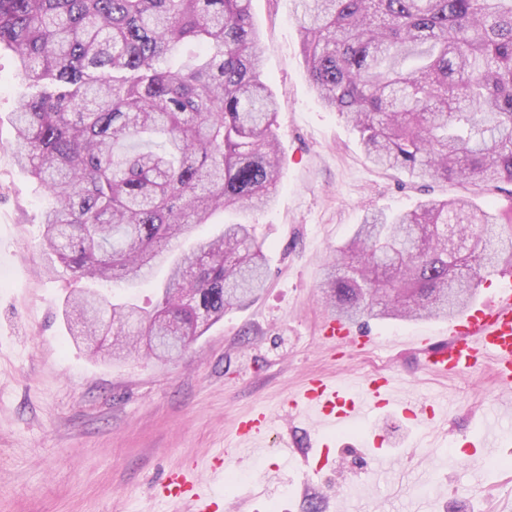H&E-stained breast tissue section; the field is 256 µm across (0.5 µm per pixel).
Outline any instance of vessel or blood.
<instances>
[{
	"label": "vessel or blood",
	"instance_id": "vessel-or-blood-1",
	"mask_svg": "<svg viewBox=\"0 0 512 512\" xmlns=\"http://www.w3.org/2000/svg\"><path fill=\"white\" fill-rule=\"evenodd\" d=\"M323 335L356 348L375 343L373 337L353 335L349 324L335 318L325 322ZM412 342L423 353L424 367L431 374L459 373L487 362L503 383H511L512 286L496 288L489 301L449 323L445 338L416 336ZM290 406L297 415L312 420L327 433L354 427L387 408L394 409L404 420H415L420 415L415 403L399 398L397 380L381 375L354 387L322 378L309 380L292 395ZM268 430L265 411L247 415L237 425V446L211 460L208 480L197 478L190 470L175 468L158 485L157 497L176 505H191L194 512H222L224 496L214 490V483L223 479L225 468L263 451Z\"/></svg>",
	"mask_w": 512,
	"mask_h": 512
}]
</instances>
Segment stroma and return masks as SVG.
Wrapping results in <instances>:
<instances>
[{"label": "stroma", "instance_id": "35a3bbf8", "mask_svg": "<svg viewBox=\"0 0 512 512\" xmlns=\"http://www.w3.org/2000/svg\"><path fill=\"white\" fill-rule=\"evenodd\" d=\"M264 73L278 100L283 175L261 212H216L197 236L224 224H253L269 270L263 293L225 314L172 359L135 354L108 364L73 342L63 317L76 282L43 253L42 215L51 200L17 166L12 114L23 82L13 55L0 51V512H169L153 495L164 473L207 463L233 447L238 420L270 414L269 449L224 475V512H343L359 493L363 512H412L422 484L448 512H512V470L493 471L480 443L489 416L512 401L491 368L429 374L412 336H442L444 320L363 319L354 329L375 339L357 351L325 340L329 311L322 268L370 210L414 208L426 198L468 197L512 206L508 190L420 182L365 158L359 137L326 108L301 52L295 0H251ZM394 376L416 405L445 393L457 401L434 422L392 428L389 413L333 435L332 462L305 476L316 430L290 415L285 401L312 377L343 383L375 373ZM296 444L281 466L274 449Z\"/></svg>", "mask_w": 512, "mask_h": 512}]
</instances>
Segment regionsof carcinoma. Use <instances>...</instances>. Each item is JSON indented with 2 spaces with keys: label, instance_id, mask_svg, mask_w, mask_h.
Returning a JSON list of instances; mask_svg holds the SVG:
<instances>
[{
  "label": "carcinoma",
  "instance_id": "obj_1",
  "mask_svg": "<svg viewBox=\"0 0 512 512\" xmlns=\"http://www.w3.org/2000/svg\"><path fill=\"white\" fill-rule=\"evenodd\" d=\"M251 0H0V49L25 86L14 157L52 204L40 245L87 286L84 336H200L268 275L251 224L181 254L151 308L96 286L148 275L160 248L221 209L270 205L278 105ZM324 105L367 159L418 181L512 185V0H298ZM512 271V209L466 197L366 214L325 266L324 299L356 321L447 319L481 271Z\"/></svg>",
  "mask_w": 512,
  "mask_h": 512
}]
</instances>
